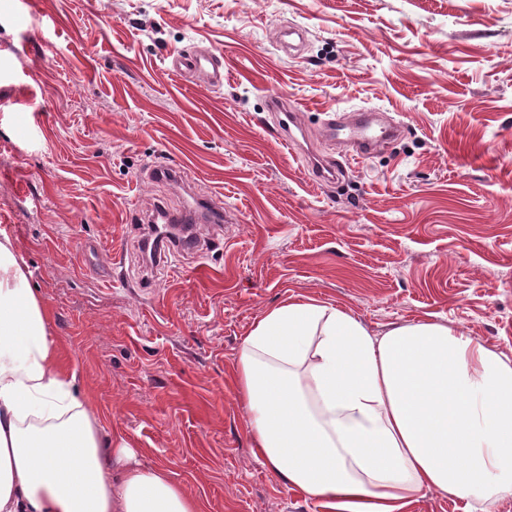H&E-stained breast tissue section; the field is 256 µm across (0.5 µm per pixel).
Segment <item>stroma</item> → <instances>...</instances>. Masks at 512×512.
I'll use <instances>...</instances> for the list:
<instances>
[{
	"label": "stroma",
	"mask_w": 512,
	"mask_h": 512,
	"mask_svg": "<svg viewBox=\"0 0 512 512\" xmlns=\"http://www.w3.org/2000/svg\"><path fill=\"white\" fill-rule=\"evenodd\" d=\"M189 47L223 50L222 87L168 69ZM274 94L322 155L338 110L402 133L322 184L279 146ZM154 162L224 207L168 267L140 240L186 193ZM0 226L104 434L204 512H320L254 454L241 342L313 298L512 358V0H0Z\"/></svg>",
	"instance_id": "1"
}]
</instances>
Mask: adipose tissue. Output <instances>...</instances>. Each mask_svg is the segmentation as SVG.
I'll return each mask as SVG.
<instances>
[{"label":"adipose tissue","instance_id":"adipose-tissue-1","mask_svg":"<svg viewBox=\"0 0 512 512\" xmlns=\"http://www.w3.org/2000/svg\"><path fill=\"white\" fill-rule=\"evenodd\" d=\"M233 378L255 453L322 512H400L426 490L512 496V359L427 318L374 332L314 299L264 310ZM104 438L0 231V512H203Z\"/></svg>","mask_w":512,"mask_h":512}]
</instances>
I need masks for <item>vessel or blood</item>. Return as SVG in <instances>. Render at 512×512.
<instances>
[{
  "label": "vessel or blood",
  "instance_id": "b4317fda",
  "mask_svg": "<svg viewBox=\"0 0 512 512\" xmlns=\"http://www.w3.org/2000/svg\"><path fill=\"white\" fill-rule=\"evenodd\" d=\"M168 67L178 76L199 80L211 86L224 83V53L220 50L181 49L169 54ZM268 109L283 115L279 133L281 144L294 150L301 149L300 138L306 132L301 113L295 106L285 105L283 98L278 95L269 97ZM398 133V126L393 124L382 128L375 127L369 114L363 109L348 115L333 114L324 122L322 130L326 140L355 144L363 155L379 141L392 138ZM221 216V207L198 198L188 201L179 211L166 208L155 210L150 217L151 227L143 243L152 247L157 261L167 262L171 256L183 253L191 247L190 238L169 235L167 225L191 224L205 218L217 222Z\"/></svg>",
  "mask_w": 512,
  "mask_h": 512
}]
</instances>
